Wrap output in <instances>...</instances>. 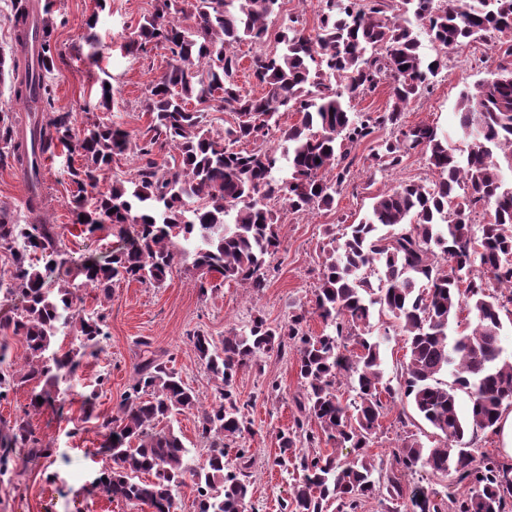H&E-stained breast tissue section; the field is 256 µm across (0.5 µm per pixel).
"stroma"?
Segmentation results:
<instances>
[{
  "label": "stroma",
  "instance_id": "obj_1",
  "mask_svg": "<svg viewBox=\"0 0 512 512\" xmlns=\"http://www.w3.org/2000/svg\"><path fill=\"white\" fill-rule=\"evenodd\" d=\"M36 10L51 6L56 23L53 41L54 67L49 82L54 91L53 109L72 115L76 134L95 122L117 123L130 131H145L150 116L142 100L167 68L163 51L149 59L131 57L122 49L143 16L153 10L154 0H33ZM495 63H473L463 52L453 53L448 66L433 81L429 93L411 102L404 111L406 124H429L447 129L457 110L460 95L495 70ZM112 86L109 107L100 104L102 82ZM379 130L374 139L348 149L350 179L336 198L333 210L304 213L282 212L284 228L280 246L267 260L268 286L247 297L242 286L211 274L198 282L185 265H177L158 287L122 281L112 287L106 308L109 338L103 352L87 358L76 378L60 382V395L69 408L65 416L45 409L32 417L39 436L50 444L52 455L34 457L26 449L13 455L12 470L0 477V512H150L149 508L112 501L94 481L111 460L101 453L98 430L102 418L111 415L131 382L138 350L134 342L148 337L155 351L201 395H212L216 383L188 341L196 330L221 339L234 328L247 325L254 316L274 324L306 311L304 328L318 335L323 321L314 312V294L321 266V249L330 233L343 232L359 223L370 211L377 194L401 181L431 182L433 174L425 155L415 151L396 169L374 164L378 140L388 137ZM80 157L55 151L45 162L41 216L59 225L66 257L76 258L100 248L99 239L85 238L72 222L68 202L75 190L68 181V164ZM28 187L18 168L0 166V207L9 209L19 222L30 219L26 202ZM277 391H270V383ZM241 401L247 402L252 431L242 439L252 455L250 480L255 512H281L282 499L294 483L292 471L276 462L279 431L291 428L298 411L293 397L300 390L294 354L270 352L261 369L240 371L235 384Z\"/></svg>",
  "mask_w": 512,
  "mask_h": 512
}]
</instances>
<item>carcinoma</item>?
Masks as SVG:
<instances>
[{
    "mask_svg": "<svg viewBox=\"0 0 512 512\" xmlns=\"http://www.w3.org/2000/svg\"><path fill=\"white\" fill-rule=\"evenodd\" d=\"M283 0H155L154 11L133 31L129 47L148 57L168 51L166 71L144 100L151 116L147 130L131 135L111 123H95L78 137L71 113L52 111L48 74L54 65V23L31 18L23 0H11L9 21L20 52L0 54V75L14 83L25 105L28 131L0 114V161L9 157L30 186V224L11 220L0 209V249L9 252V279L0 276V298L19 301L17 312L0 318V400L16 384L39 387L24 415L0 419V475L9 473L10 453L26 448L49 457L30 413L44 407L63 411L59 382L76 374L86 356H97L107 339L106 315L78 306L76 288L104 300L112 284L164 283L173 267L193 256L191 270L205 269L246 286L267 288L266 256L278 248L280 212L275 197L292 213L331 208L347 181L345 147L372 138L381 127L394 135L373 154L382 169L396 168L420 149L436 174L431 184L404 182L377 196L371 212L322 249L315 309L321 334L304 330L306 314L272 324L261 315L217 342L196 330L188 336L197 357L219 381L218 395L205 402L152 350L147 338L132 383L117 413L102 419L112 466L97 487L112 500L144 504L152 512H178L175 491L190 485L195 512H247L251 498L250 449H236L239 466L227 470L224 440L249 431L235 383L238 372L260 366L272 351L296 352L301 397L294 427L278 434L277 464L302 475L283 500V512H357L366 498H404V487L385 459L369 453L381 419L402 396L424 420L437 444L425 446L409 429L408 415L397 420L403 435L392 461L404 470L421 468L453 475L461 496L412 493L413 512H512V459L475 457L468 447L479 432L495 430L512 407V361L502 358L503 318L512 322V0H324L315 33L289 19L274 46L256 53L252 77L258 96L237 82L244 40L265 45L269 20ZM194 23L185 26L181 16ZM422 25L436 55L419 52L408 16ZM492 42L498 64L490 76L463 92L455 136L427 124L405 125L403 110L447 67V54L474 42ZM387 85L391 105L375 116L350 111L356 97ZM229 110L235 124L219 131L207 113ZM298 114L281 130L288 142L286 175L272 177L278 157L266 147L280 114ZM253 148L247 149L242 144ZM62 146L83 158L67 166L73 223L94 236L109 231L123 244L105 256L90 254L72 273H56L63 254L58 225L36 217L41 210L43 159ZM170 151L157 161L156 154ZM132 152L142 161L136 174L100 187L113 156ZM484 207L487 219L473 222ZM377 276L373 283L371 276ZM80 279L74 284V279ZM389 316L404 337L403 386L384 381L381 342L370 336L375 316ZM75 343L55 347L61 329ZM19 338L24 359H11ZM450 372L452 382L439 375ZM355 392L345 403L342 385ZM469 415L458 409L459 395ZM197 413L200 437L209 443L201 465L171 426L157 425L184 412ZM351 449L352 457L302 451L320 443ZM458 451H453V447ZM151 479L143 480L141 475Z\"/></svg>",
    "mask_w": 512,
    "mask_h": 512,
    "instance_id": "cac0c4a2",
    "label": "carcinoma"
}]
</instances>
